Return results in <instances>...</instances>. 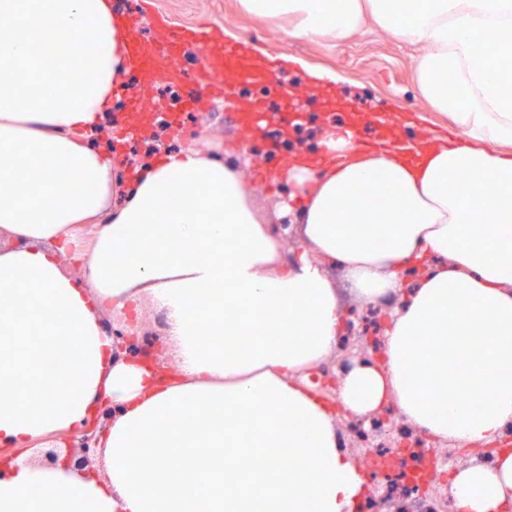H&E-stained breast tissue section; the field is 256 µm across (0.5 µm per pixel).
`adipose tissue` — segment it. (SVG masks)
I'll use <instances>...</instances> for the list:
<instances>
[{
  "label": "adipose tissue",
  "mask_w": 512,
  "mask_h": 512,
  "mask_svg": "<svg viewBox=\"0 0 512 512\" xmlns=\"http://www.w3.org/2000/svg\"><path fill=\"white\" fill-rule=\"evenodd\" d=\"M239 4L292 40L370 22L422 45L419 94L459 137L391 127L368 149L341 123L316 147L325 166L279 154L305 242L286 264L234 161L166 151L125 180L92 145L134 68L112 0H0V439L26 448L115 408L92 469L0 464V512H357L365 470L335 406L391 405L476 450L512 429V0ZM88 230L76 277L60 256ZM330 265L394 304L381 359L353 360L334 406L306 380L339 345ZM147 307L175 352L163 382L112 359L107 315ZM449 491L460 512H512V450Z\"/></svg>",
  "instance_id": "ef3b65f1"
}]
</instances>
